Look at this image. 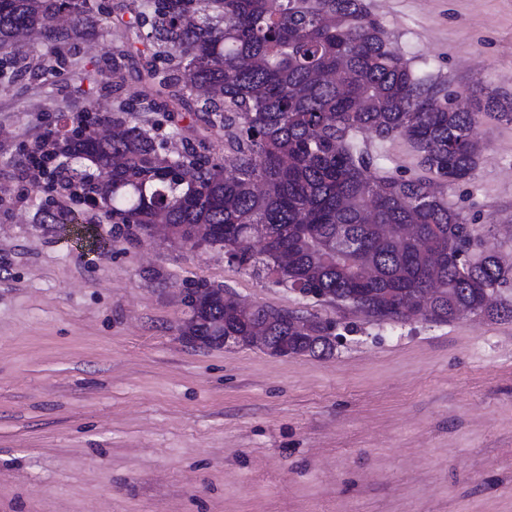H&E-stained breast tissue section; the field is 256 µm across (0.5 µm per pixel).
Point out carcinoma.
I'll list each match as a JSON object with an SVG mask.
<instances>
[{
  "instance_id": "carcinoma-1",
  "label": "carcinoma",
  "mask_w": 512,
  "mask_h": 512,
  "mask_svg": "<svg viewBox=\"0 0 512 512\" xmlns=\"http://www.w3.org/2000/svg\"><path fill=\"white\" fill-rule=\"evenodd\" d=\"M95 0H0V94L26 77L28 112H66L46 90L56 71H79L99 35ZM39 35L48 56L18 54ZM98 75L112 120L79 121L44 158L62 155L72 195L141 241L151 224L215 229L207 248L237 268L323 302L402 323H444L452 309L512 318L491 301L512 279L498 253L468 263L469 223L442 188L468 179L482 157L483 117L512 124V99L490 92L455 106L393 46L367 0H115L112 50ZM135 80L141 91L124 94ZM224 133L230 153L213 151ZM407 140L424 174H380L355 139ZM185 295L183 339L246 336L268 325L269 350L325 356L333 323L267 305L226 306L204 281ZM224 315V330L212 322Z\"/></svg>"
}]
</instances>
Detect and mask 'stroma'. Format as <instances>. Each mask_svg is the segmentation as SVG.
I'll use <instances>...</instances> for the list:
<instances>
[{
	"instance_id": "1",
	"label": "stroma",
	"mask_w": 512,
	"mask_h": 512,
	"mask_svg": "<svg viewBox=\"0 0 512 512\" xmlns=\"http://www.w3.org/2000/svg\"><path fill=\"white\" fill-rule=\"evenodd\" d=\"M393 45L455 103L512 96V0H370ZM83 46L60 100L112 112ZM56 112H0V512H512V319L369 321L100 212L35 214L53 185L22 164ZM474 174L445 188L474 252L512 260V124L482 118ZM374 168L421 175L401 138ZM334 321L333 353L197 347L186 282Z\"/></svg>"
}]
</instances>
